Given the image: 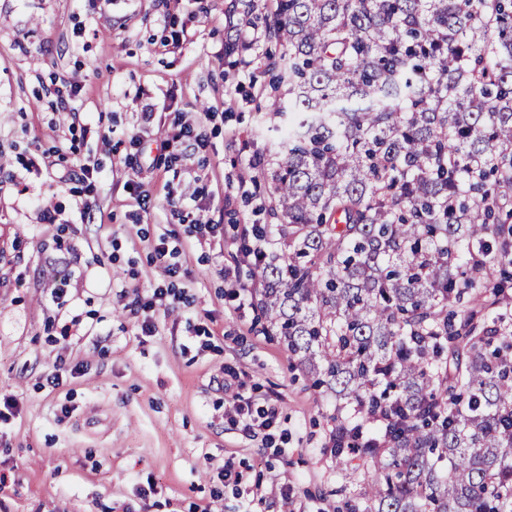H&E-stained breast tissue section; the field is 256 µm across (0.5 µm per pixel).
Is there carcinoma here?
<instances>
[{
    "label": "carcinoma",
    "instance_id": "cac0c4a2",
    "mask_svg": "<svg viewBox=\"0 0 512 512\" xmlns=\"http://www.w3.org/2000/svg\"><path fill=\"white\" fill-rule=\"evenodd\" d=\"M257 305L327 387L347 512H512V0H275ZM373 101L360 107L361 98Z\"/></svg>",
    "mask_w": 512,
    "mask_h": 512
}]
</instances>
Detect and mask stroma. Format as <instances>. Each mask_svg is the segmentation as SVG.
Here are the masks:
<instances>
[{"label":"stroma","instance_id":"obj_1","mask_svg":"<svg viewBox=\"0 0 512 512\" xmlns=\"http://www.w3.org/2000/svg\"><path fill=\"white\" fill-rule=\"evenodd\" d=\"M242 5L0 0V512L337 510L351 457L324 446L335 398L225 296V274L257 284L242 229L270 223L252 199L272 181L249 161L270 147L257 131L275 122L281 53L264 39L244 63L226 56ZM184 122L192 136L174 138ZM77 154L97 165L92 185L70 177ZM242 177L249 196L229 195ZM160 243L177 276L155 262ZM158 287L192 303L146 334L129 309ZM232 374L276 402L275 443L225 417ZM228 463L249 486H225Z\"/></svg>","mask_w":512,"mask_h":512}]
</instances>
